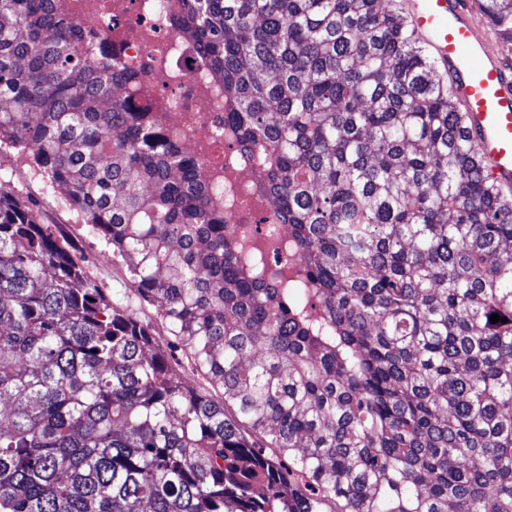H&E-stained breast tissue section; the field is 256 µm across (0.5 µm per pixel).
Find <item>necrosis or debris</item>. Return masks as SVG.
<instances>
[{"label": "necrosis or debris", "instance_id": "obj_1", "mask_svg": "<svg viewBox=\"0 0 512 512\" xmlns=\"http://www.w3.org/2000/svg\"><path fill=\"white\" fill-rule=\"evenodd\" d=\"M173 8V0H73L77 15L101 25L122 58L141 70L142 105L153 107L194 152L225 223L262 238L268 224H276L275 204L260 190V168L240 162L239 148L224 129V100L198 52L168 26ZM276 226L278 237L287 239V225Z\"/></svg>", "mask_w": 512, "mask_h": 512}]
</instances>
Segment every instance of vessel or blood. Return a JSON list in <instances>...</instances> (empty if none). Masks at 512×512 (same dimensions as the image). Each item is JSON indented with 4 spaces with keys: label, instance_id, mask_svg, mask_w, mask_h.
I'll return each instance as SVG.
<instances>
[{
    "label": "vessel or blood",
    "instance_id": "vessel-or-blood-1",
    "mask_svg": "<svg viewBox=\"0 0 512 512\" xmlns=\"http://www.w3.org/2000/svg\"><path fill=\"white\" fill-rule=\"evenodd\" d=\"M412 31L453 92L475 145L482 174L512 194V65L494 49L476 0H401Z\"/></svg>",
    "mask_w": 512,
    "mask_h": 512
}]
</instances>
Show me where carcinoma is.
<instances>
[{"label":"carcinoma","mask_w":512,"mask_h":512,"mask_svg":"<svg viewBox=\"0 0 512 512\" xmlns=\"http://www.w3.org/2000/svg\"><path fill=\"white\" fill-rule=\"evenodd\" d=\"M479 5L512 42V0ZM171 22L304 277L224 223L69 0H0V148L224 395L1 190L0 512H512V199L399 0H177ZM173 359L176 362H179L182 366H184L186 370L187 380L193 386H201L205 389V391L210 395L211 398L217 401H221L224 399L222 395V390L213 387L208 380L200 373L192 375L188 366H186L187 355L182 350H175L172 352Z\"/></svg>","instance_id":"obj_1"}]
</instances>
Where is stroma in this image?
<instances>
[{
    "instance_id": "1",
    "label": "stroma",
    "mask_w": 512,
    "mask_h": 512,
    "mask_svg": "<svg viewBox=\"0 0 512 512\" xmlns=\"http://www.w3.org/2000/svg\"><path fill=\"white\" fill-rule=\"evenodd\" d=\"M7 174L8 188L15 197L33 206L39 223L51 225L59 237L70 241L75 255L80 258L88 274L109 295L114 304L131 311L147 321L159 345H167L169 334L157 306L143 302L132 288L124 263L112 258L109 266H102L100 257L105 245L83 224L75 208L56 190H43L42 181L30 161L16 150L0 151V174Z\"/></svg>"
}]
</instances>
